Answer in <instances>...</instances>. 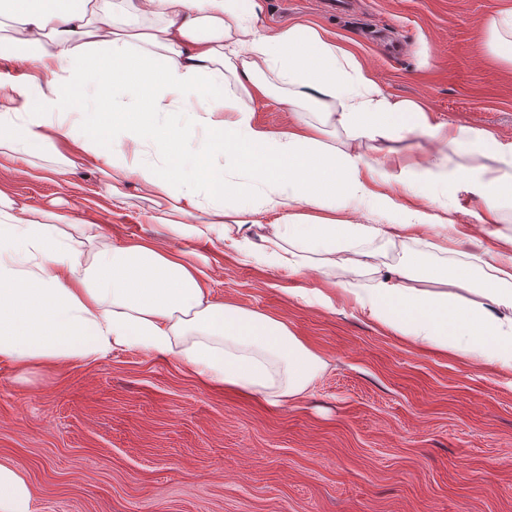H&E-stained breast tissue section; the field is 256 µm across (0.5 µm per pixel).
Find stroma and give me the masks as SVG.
<instances>
[{
	"label": "stroma",
	"instance_id": "1",
	"mask_svg": "<svg viewBox=\"0 0 512 512\" xmlns=\"http://www.w3.org/2000/svg\"><path fill=\"white\" fill-rule=\"evenodd\" d=\"M260 2L266 31L317 24L391 97L512 140V66L483 27L512 0H349L341 11L329 0ZM55 167L0 158V191L35 210L62 199L105 242L187 254L214 298L286 320L325 368L305 395L272 406L139 350L23 378L0 364V461L19 466L35 512H512L511 372L392 334L322 271L291 276L160 233L145 201L113 208L94 161L64 177ZM370 247L420 279L461 263L482 274L499 250L490 235L442 226ZM301 288L333 308L305 304Z\"/></svg>",
	"mask_w": 512,
	"mask_h": 512
}]
</instances>
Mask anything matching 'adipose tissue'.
<instances>
[{
  "label": "adipose tissue",
  "mask_w": 512,
  "mask_h": 512,
  "mask_svg": "<svg viewBox=\"0 0 512 512\" xmlns=\"http://www.w3.org/2000/svg\"><path fill=\"white\" fill-rule=\"evenodd\" d=\"M259 0H0V158L39 152L58 175L99 162L114 208L131 193L170 236L297 275L340 270V289L374 323L412 343L512 370V253L491 274L381 269L379 236L455 226L453 197L483 205L491 233L512 203V141L430 119L387 96L350 50L310 24L276 33ZM95 94L70 124L79 89ZM276 97L287 128L256 126L247 99ZM435 148L414 152L411 136ZM425 196L414 208L373 192L371 176ZM356 201L382 218L330 217ZM207 215L193 223L196 211ZM277 218L262 223V214ZM96 225L17 205L0 192V363L18 370L95 360L116 349L171 356L213 387L279 404L301 396L321 357L287 322L216 300L196 263L149 242L103 245ZM20 469L0 463V512H31Z\"/></svg>",
  "instance_id": "1"
}]
</instances>
